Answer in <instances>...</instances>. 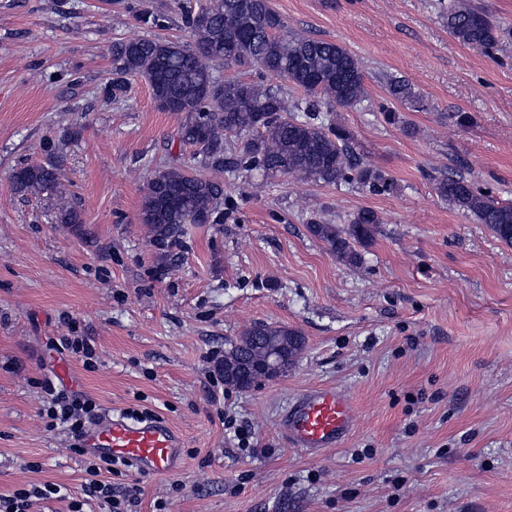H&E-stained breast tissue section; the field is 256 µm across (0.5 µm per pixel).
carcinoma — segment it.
Wrapping results in <instances>:
<instances>
[{
    "mask_svg": "<svg viewBox=\"0 0 512 512\" xmlns=\"http://www.w3.org/2000/svg\"><path fill=\"white\" fill-rule=\"evenodd\" d=\"M448 33L461 44L486 53L512 38V29L493 20L468 0H454L442 11ZM194 41L183 44L159 38H136L112 45L116 61L112 94L126 88L125 75L141 74L157 107L185 114L179 137L197 148L214 177L181 167L156 172L148 181L141 209L153 240L163 246L184 235L182 220L198 213L220 221L218 207L224 183L217 176L238 169L265 175H293L326 184L357 182L372 193L391 194L396 180L356 156L349 132L330 119L334 108L355 109L367 98L365 76L358 59L346 48L324 39L288 35L283 18L269 0H207L184 12ZM248 66L260 77L284 81L304 92L288 100L277 86L241 79L221 80L215 67ZM392 99L418 104L409 84L393 80ZM241 139L228 152L226 137ZM16 190L35 194L55 184L63 189L60 170L29 165L11 176ZM436 192L448 204L473 215L495 237L512 246V204L493 198L471 179L449 174L437 180ZM379 215L371 209L354 213L339 226L314 221L310 233L325 242L338 260L349 266L362 262L356 245L373 239ZM240 354L247 359L277 355L288 362L304 347L300 332L259 323L243 332Z\"/></svg>",
    "mask_w": 512,
    "mask_h": 512,
    "instance_id": "obj_1",
    "label": "carcinoma"
}]
</instances>
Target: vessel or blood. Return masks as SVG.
<instances>
[{
  "label": "vessel or blood",
  "mask_w": 512,
  "mask_h": 512,
  "mask_svg": "<svg viewBox=\"0 0 512 512\" xmlns=\"http://www.w3.org/2000/svg\"><path fill=\"white\" fill-rule=\"evenodd\" d=\"M280 428L294 447L314 452L337 448L353 433V406L338 387L312 388L289 403L281 415ZM79 445L92 454L128 463L138 473L151 475L176 468L182 438L159 417L132 420L105 414L86 428Z\"/></svg>",
  "instance_id": "b4317fda"
}]
</instances>
